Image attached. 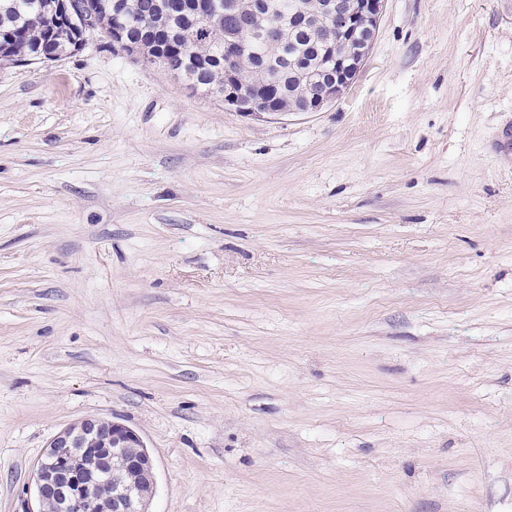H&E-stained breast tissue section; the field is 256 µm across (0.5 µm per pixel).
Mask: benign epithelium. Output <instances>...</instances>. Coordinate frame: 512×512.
<instances>
[{"instance_id": "benign-epithelium-1", "label": "benign epithelium", "mask_w": 512, "mask_h": 512, "mask_svg": "<svg viewBox=\"0 0 512 512\" xmlns=\"http://www.w3.org/2000/svg\"><path fill=\"white\" fill-rule=\"evenodd\" d=\"M385 0H311L304 9L294 14L288 26L265 29L269 40L281 41L296 27L318 29L326 19L333 24L336 41L364 37L358 54L336 58L316 83L312 105L321 111L347 90L359 73L377 34L378 21ZM179 16L185 24L171 22L165 12L147 14L138 34L128 33L121 0H48L34 14L37 27L47 24L60 26L78 34L76 47L84 48L90 34L119 49L126 55L158 66L164 72L184 78L179 70L170 67L163 47L156 38L163 34L171 43L183 42L187 26L205 29L210 18L203 10L201 0H181L177 4ZM112 11V23L102 15ZM219 97L224 106L237 112H278L279 107H263L243 89H226ZM122 456L127 473L133 482L111 483L113 458ZM148 488L155 484L154 463L140 434L133 428L99 416H86L55 434L36 462L34 469L36 507L29 512H148L151 494L137 489V483Z\"/></svg>"}]
</instances>
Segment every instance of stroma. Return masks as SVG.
Returning <instances> with one entry per match:
<instances>
[{
	"instance_id": "stroma-1",
	"label": "stroma",
	"mask_w": 512,
	"mask_h": 512,
	"mask_svg": "<svg viewBox=\"0 0 512 512\" xmlns=\"http://www.w3.org/2000/svg\"><path fill=\"white\" fill-rule=\"evenodd\" d=\"M507 124L512 0H385L319 112L0 65V512L88 415L149 512H512ZM219 97L224 102V106L234 109L236 112H285L286 109H280L278 106L261 107V105L254 100L250 94L245 90L238 89H225L224 93H219Z\"/></svg>"
}]
</instances>
